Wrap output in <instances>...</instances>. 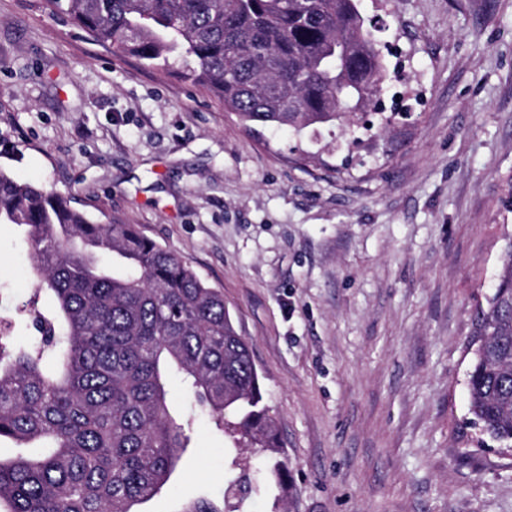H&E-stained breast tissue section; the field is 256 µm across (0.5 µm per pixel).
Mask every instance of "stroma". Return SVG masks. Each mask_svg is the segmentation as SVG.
<instances>
[{
	"mask_svg": "<svg viewBox=\"0 0 512 512\" xmlns=\"http://www.w3.org/2000/svg\"><path fill=\"white\" fill-rule=\"evenodd\" d=\"M388 77L353 126L243 127L174 72L0 0L10 170L133 224L221 290L288 460L244 512H512V453L471 423L472 321L512 233V0H358ZM30 252L0 224V320L26 337ZM191 411L142 512L223 501L228 439Z\"/></svg>",
	"mask_w": 512,
	"mask_h": 512,
	"instance_id": "stroma-1",
	"label": "stroma"
}]
</instances>
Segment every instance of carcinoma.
Instances as JSON below:
<instances>
[{
  "label": "carcinoma",
  "mask_w": 512,
  "mask_h": 512,
  "mask_svg": "<svg viewBox=\"0 0 512 512\" xmlns=\"http://www.w3.org/2000/svg\"><path fill=\"white\" fill-rule=\"evenodd\" d=\"M98 43L172 69L247 128L351 120L386 78L357 0H44ZM0 224L25 231L38 280L19 307L37 333L0 331V512H139L187 448L168 406L179 378L217 429L272 454L247 493L288 490L275 421L224 294L133 224H103L0 166ZM53 306L38 307L41 294ZM476 326L469 412L512 443V238Z\"/></svg>",
  "instance_id": "cac0c4a2"
}]
</instances>
